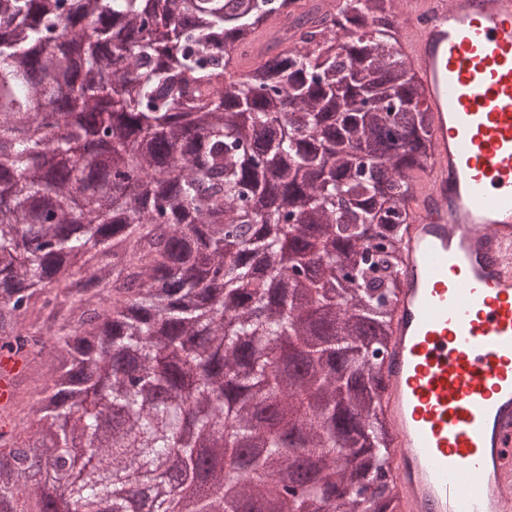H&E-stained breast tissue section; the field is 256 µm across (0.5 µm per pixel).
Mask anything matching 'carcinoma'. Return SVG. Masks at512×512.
<instances>
[{
  "mask_svg": "<svg viewBox=\"0 0 512 512\" xmlns=\"http://www.w3.org/2000/svg\"><path fill=\"white\" fill-rule=\"evenodd\" d=\"M394 2L0 0V352L22 362L0 403V512L21 489L42 501L21 480L44 431L60 496L130 512L178 480L191 405L260 384L279 427L243 406L224 437L252 498L271 473L243 443L288 454L270 355L285 336L339 398L303 451L332 467L340 443L361 458L340 480L368 481L372 338L391 336L404 192L432 157L424 89L388 40ZM312 255L330 271L305 299L329 319L322 342L288 304ZM197 428L183 467L206 414ZM194 495L195 512H234L219 472Z\"/></svg>",
  "mask_w": 512,
  "mask_h": 512,
  "instance_id": "cac0c4a2",
  "label": "carcinoma"
}]
</instances>
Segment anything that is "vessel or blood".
<instances>
[{"mask_svg":"<svg viewBox=\"0 0 512 512\" xmlns=\"http://www.w3.org/2000/svg\"><path fill=\"white\" fill-rule=\"evenodd\" d=\"M436 144L386 355L405 512H512V0H410Z\"/></svg>","mask_w":512,"mask_h":512,"instance_id":"vessel-or-blood-1","label":"vessel or blood"}]
</instances>
